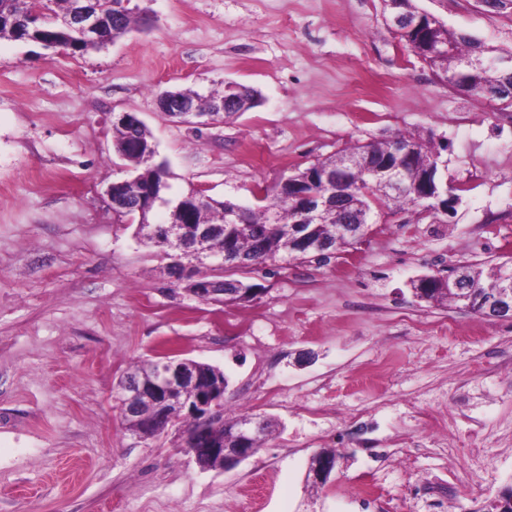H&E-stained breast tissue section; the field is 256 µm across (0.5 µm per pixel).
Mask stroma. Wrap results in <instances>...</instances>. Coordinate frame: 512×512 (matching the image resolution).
I'll list each match as a JSON object with an SVG mask.
<instances>
[{
  "label": "stroma",
  "instance_id": "stroma-1",
  "mask_svg": "<svg viewBox=\"0 0 512 512\" xmlns=\"http://www.w3.org/2000/svg\"><path fill=\"white\" fill-rule=\"evenodd\" d=\"M448 29L512 47V17L477 0H414ZM141 30L82 55L0 40V512H365L357 478L390 512H483L512 487V322L418 300L413 281L512 257V123L502 105L449 89L385 21L382 0H130ZM258 105L194 127L157 96L225 83ZM134 112L166 162L171 194L255 206L355 144L415 134L445 145L460 186L451 222L386 215L340 259L247 279L258 298L211 304L171 277L160 248L115 220L104 194L125 177L112 115ZM171 351L220 368L225 406L275 418L252 461L201 471L177 430L135 442L113 390ZM387 364L376 385L358 378ZM447 419L452 442L432 436ZM422 443L409 462L396 444ZM335 449L325 484L312 456ZM351 494L355 500L364 506L373 508L376 512H388L389 499L385 489L376 483H366L355 480L351 487Z\"/></svg>",
  "mask_w": 512,
  "mask_h": 512
}]
</instances>
